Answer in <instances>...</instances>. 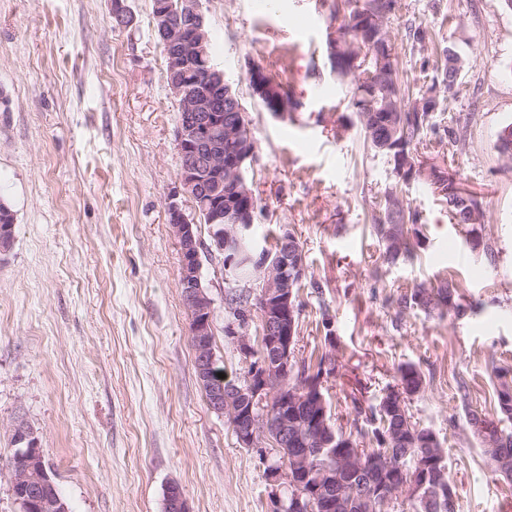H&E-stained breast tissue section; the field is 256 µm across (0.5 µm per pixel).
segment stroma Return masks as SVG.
Segmentation results:
<instances>
[{
    "mask_svg": "<svg viewBox=\"0 0 512 512\" xmlns=\"http://www.w3.org/2000/svg\"><path fill=\"white\" fill-rule=\"evenodd\" d=\"M118 4L127 24L114 19ZM399 4L391 31L401 82H424L407 25L469 59L454 110L467 123L464 149L433 143L415 156L482 199L479 233L493 255L411 180L402 196L423 213L419 243L412 259L385 262L370 215L395 176L364 147L348 89L330 70L319 0H201V9L214 64L255 141L254 246L274 249L289 231L305 255L296 356L336 355L339 371L324 384L333 418L349 428L354 404L377 403L398 366L416 365L425 383L409 411L443 439L460 512H512V485L466 421L467 407L492 412V369L512 366V163L495 148L512 124V9L504 0ZM253 64L300 100L291 118L252 97ZM178 117L152 0H0V199L15 214L13 244L0 253V512H19L10 465L19 422L71 512H165L172 484L192 512H269L271 438L241 447L194 374L165 209L178 186ZM221 267L203 255L214 352L238 382L249 363L224 334ZM447 277L476 313L397 314L392 298Z\"/></svg>",
    "mask_w": 512,
    "mask_h": 512,
    "instance_id": "35a3bbf8",
    "label": "stroma"
}]
</instances>
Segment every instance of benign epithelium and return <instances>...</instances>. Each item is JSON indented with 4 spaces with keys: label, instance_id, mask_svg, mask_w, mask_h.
<instances>
[{
    "label": "benign epithelium",
    "instance_id": "obj_1",
    "mask_svg": "<svg viewBox=\"0 0 512 512\" xmlns=\"http://www.w3.org/2000/svg\"><path fill=\"white\" fill-rule=\"evenodd\" d=\"M182 2L185 9L181 14L189 19L186 26L175 21L176 12L169 0H155L153 12L154 29L165 48L169 89L179 108L176 130L178 187L175 195L166 202V212L181 253L179 288L191 319L190 340L194 348L196 378L199 383L210 385V410L218 415H229L239 444L250 448L273 420L281 435L288 436V427L294 423L296 413V409H290L288 405L302 401L300 392L286 388V380L291 374L296 332L293 278L296 272L304 275L305 264L296 260V253L286 249L257 257L252 285L257 293V309H248L245 318L232 321L227 330L236 349L250 361L248 381L242 387L233 383L226 387L212 385L216 364L212 344L213 299L202 280L201 252L222 256L224 279L232 282L238 246L248 236L253 224L250 203L254 192L243 172L253 149L250 148L245 109L239 105L234 112L224 114V99L231 96L232 87L225 80L223 71L210 66L206 87L197 86L194 66L210 62V35L200 0ZM357 22L362 27L374 28L381 38L378 47L389 49L380 21L373 13H364ZM326 35L329 63L334 73L349 71L353 60L347 55H339L336 22H330ZM248 83L252 96L280 99L274 112L276 117L286 119L288 114L296 111L293 103L280 94L277 84L261 67H249ZM234 141L239 144V153L224 155V144ZM226 181L235 186L236 197L243 205L224 206L220 190ZM434 189L459 201L466 202L471 197V193L451 177L434 184ZM179 195L192 202L194 213L212 214L214 229L210 245H205L198 236L195 218L187 215L176 201ZM255 313L264 327L266 350L261 355L256 354L252 342ZM12 439L15 446L12 461L16 462L13 493L20 512H70L66 499L56 492L33 430L19 422L13 428ZM286 468L285 472L277 467L269 471L272 482L270 512H310L312 495L299 481L308 471V452L290 456ZM288 482L292 483L294 493L286 500L281 495V488ZM166 508L168 512H192L176 484L167 489Z\"/></svg>",
    "mask_w": 512,
    "mask_h": 512
}]
</instances>
